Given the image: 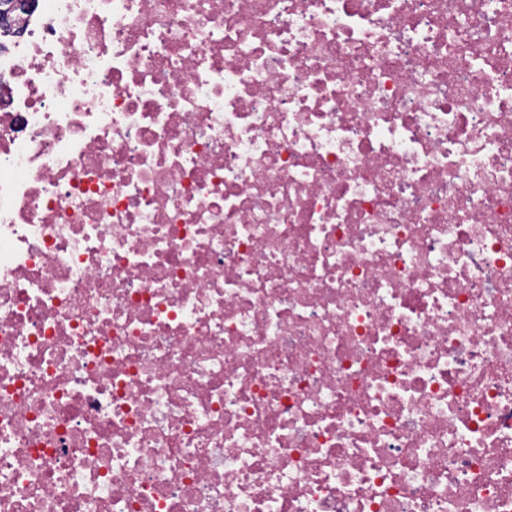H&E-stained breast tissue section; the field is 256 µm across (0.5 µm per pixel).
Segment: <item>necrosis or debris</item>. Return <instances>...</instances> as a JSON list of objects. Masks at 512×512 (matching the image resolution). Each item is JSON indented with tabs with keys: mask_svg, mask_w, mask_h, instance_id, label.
I'll return each mask as SVG.
<instances>
[{
	"mask_svg": "<svg viewBox=\"0 0 512 512\" xmlns=\"http://www.w3.org/2000/svg\"><path fill=\"white\" fill-rule=\"evenodd\" d=\"M16 27L0 512H512V0Z\"/></svg>",
	"mask_w": 512,
	"mask_h": 512,
	"instance_id": "1",
	"label": "necrosis or debris"
}]
</instances>
